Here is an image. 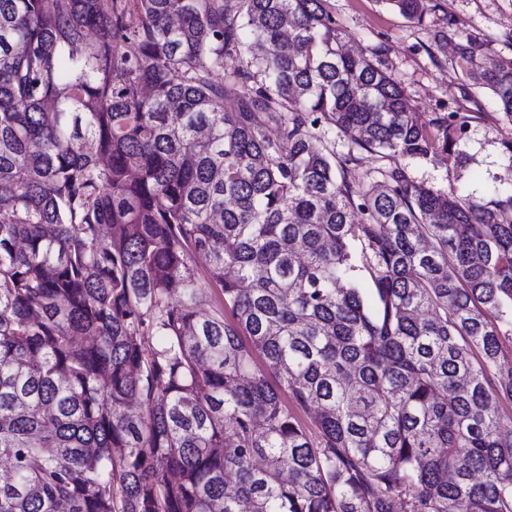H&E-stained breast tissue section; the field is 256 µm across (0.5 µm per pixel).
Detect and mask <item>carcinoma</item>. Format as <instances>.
<instances>
[{
    "mask_svg": "<svg viewBox=\"0 0 512 512\" xmlns=\"http://www.w3.org/2000/svg\"><path fill=\"white\" fill-rule=\"evenodd\" d=\"M324 2L0 0V512H512V192Z\"/></svg>",
    "mask_w": 512,
    "mask_h": 512,
    "instance_id": "cac0c4a2",
    "label": "carcinoma"
}]
</instances>
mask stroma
I'll return each mask as SVG.
<instances>
[{
	"label": "stroma",
	"mask_w": 512,
	"mask_h": 512,
	"mask_svg": "<svg viewBox=\"0 0 512 512\" xmlns=\"http://www.w3.org/2000/svg\"><path fill=\"white\" fill-rule=\"evenodd\" d=\"M327 8L356 46L378 52L382 69L400 83L416 111L428 118L437 112L471 114L457 146L462 166L411 159L407 167L414 181L441 192L453 183L462 194L487 200L512 188V153L503 146L512 138V124L503 120L489 93L461 80L451 49L476 36L491 41L496 54L512 57V0H429L419 23L381 0H327ZM439 31L447 35L448 49L436 47Z\"/></svg>",
	"instance_id": "1"
}]
</instances>
